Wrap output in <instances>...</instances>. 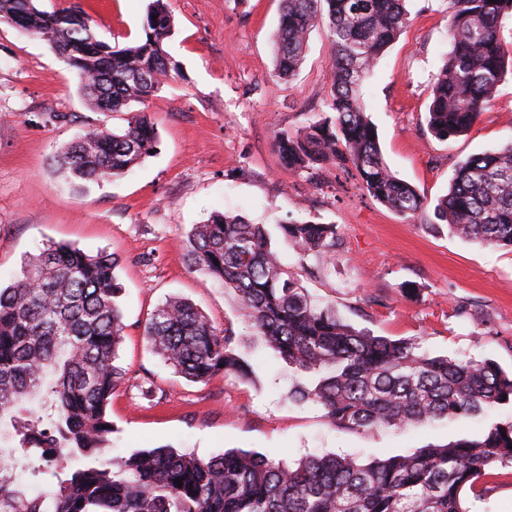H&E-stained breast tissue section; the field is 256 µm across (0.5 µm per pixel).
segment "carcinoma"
Returning <instances> with one entry per match:
<instances>
[{
	"label": "carcinoma",
	"mask_w": 512,
	"mask_h": 512,
	"mask_svg": "<svg viewBox=\"0 0 512 512\" xmlns=\"http://www.w3.org/2000/svg\"><path fill=\"white\" fill-rule=\"evenodd\" d=\"M274 76L302 64L307 34L325 20L331 47L328 111L301 133L278 132L288 170L313 178L325 165L355 168L365 192L399 216L426 199L385 163L363 84L411 22L404 0H282ZM74 8L48 12L35 0H0V20L67 56L83 95L102 112L129 113L178 72L164 48L173 29L166 0H152L134 45L111 46ZM512 0H448V51L433 76L427 127L449 141L470 131L512 74ZM143 112L123 128L92 129L54 157L74 188L124 176L156 148ZM433 223L481 245L512 250V140L453 170ZM284 237L300 259L336 247V225L289 221ZM189 268L234 293L241 316L303 375L289 392L315 401L328 422L355 431L406 430L437 420L477 418L512 405V374L495 363L431 356L413 339L392 340L344 321L317 303L271 248L262 224L217 212L187 235ZM113 254L53 244L0 287V512H466L460 493L486 468L512 464V421L489 422L474 439L429 445L366 464L335 454L291 466L260 453L208 458L172 447L110 456L107 405L122 384V287ZM150 349L194 383L217 374L245 378L250 365L234 337L192 302L171 297L144 327ZM44 484L29 493L28 483ZM183 485L178 487L174 480Z\"/></svg>",
	"instance_id": "cac0c4a2"
}]
</instances>
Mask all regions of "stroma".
Listing matches in <instances>:
<instances>
[{"mask_svg": "<svg viewBox=\"0 0 512 512\" xmlns=\"http://www.w3.org/2000/svg\"><path fill=\"white\" fill-rule=\"evenodd\" d=\"M167 2L166 49L179 74L130 107L149 115L156 151L124 176L82 190L62 183L54 153L79 133L123 119L89 104L46 40L0 23V284L55 243L118 258L125 324L118 363L126 377L107 409L112 457L171 446L201 457L242 449L289 463L324 453L367 462L479 435L480 419L406 432L330 425L320 405L289 399L297 372L251 335L234 294L188 268L192 225L215 212L241 215L264 225L285 267L356 329L512 371V250L432 230L420 217L402 219L361 190L355 170L330 167L310 180L289 172L276 153L278 131H302L330 100L324 25L315 23L301 68L286 81L272 74L281 0ZM149 3L37 0L49 12L79 7L98 37L122 46L139 39ZM406 7L410 24L365 81L367 114L390 170L432 205L461 161L512 139V78L467 134L434 138L427 85L448 49L447 2L407 0ZM291 219L335 225V249L299 259L281 230ZM171 296L234 336L236 352L253 367L250 378L218 374L191 383L149 350L144 323ZM461 502L467 512H512V465L486 468Z\"/></svg>", "mask_w": 512, "mask_h": 512, "instance_id": "1", "label": "stroma"}]
</instances>
